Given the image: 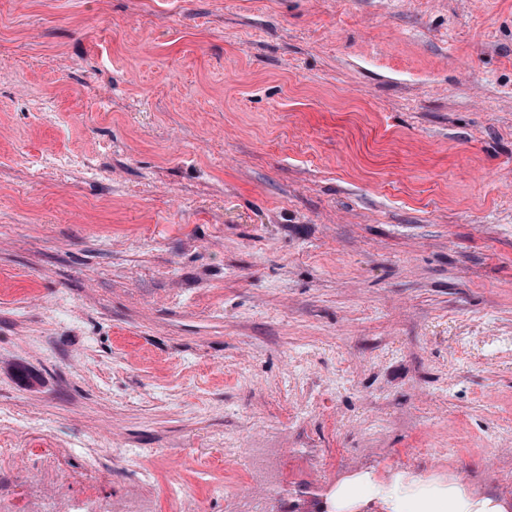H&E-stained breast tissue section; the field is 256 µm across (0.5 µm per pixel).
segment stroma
Segmentation results:
<instances>
[{
  "instance_id": "1",
  "label": "stroma",
  "mask_w": 512,
  "mask_h": 512,
  "mask_svg": "<svg viewBox=\"0 0 512 512\" xmlns=\"http://www.w3.org/2000/svg\"><path fill=\"white\" fill-rule=\"evenodd\" d=\"M0 411L59 512L512 499V0H0ZM328 512H510L512 503L478 495L458 479L420 480L406 472L388 480L363 470L336 483ZM239 512H269V498L266 494H258L250 490L238 493Z\"/></svg>"
}]
</instances>
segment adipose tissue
I'll list each match as a JSON object with an SVG mask.
<instances>
[{
  "label": "adipose tissue",
  "mask_w": 512,
  "mask_h": 512,
  "mask_svg": "<svg viewBox=\"0 0 512 512\" xmlns=\"http://www.w3.org/2000/svg\"><path fill=\"white\" fill-rule=\"evenodd\" d=\"M328 512H512V504L479 495L458 479L420 480L398 472L382 479L364 470L341 479L328 496Z\"/></svg>",
  "instance_id": "adipose-tissue-1"
}]
</instances>
